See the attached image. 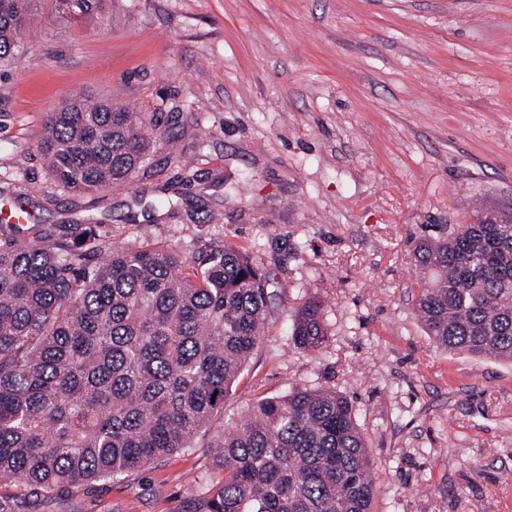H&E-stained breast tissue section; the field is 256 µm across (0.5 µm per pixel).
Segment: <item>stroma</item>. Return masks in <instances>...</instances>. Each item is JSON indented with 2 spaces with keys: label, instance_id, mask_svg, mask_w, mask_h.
Instances as JSON below:
<instances>
[{
  "label": "stroma",
  "instance_id": "obj_1",
  "mask_svg": "<svg viewBox=\"0 0 512 512\" xmlns=\"http://www.w3.org/2000/svg\"><path fill=\"white\" fill-rule=\"evenodd\" d=\"M34 11L0 70V208L49 229L189 255L232 243L269 274L267 330L224 401L233 420L298 387L345 395L375 473L373 512H512V362L434 347L414 241L512 208V0H107ZM93 94L150 112L192 165L100 194L45 170L46 113ZM246 190H239L240 180ZM176 215H156L162 188ZM195 208L187 218V208ZM327 341L296 349L309 297ZM206 449L25 512H186ZM50 1V9L53 14H58L73 19H80L92 14L99 15L104 12L101 0H47Z\"/></svg>",
  "mask_w": 512,
  "mask_h": 512
}]
</instances>
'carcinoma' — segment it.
Wrapping results in <instances>:
<instances>
[{"label":"carcinoma","mask_w":512,"mask_h":512,"mask_svg":"<svg viewBox=\"0 0 512 512\" xmlns=\"http://www.w3.org/2000/svg\"><path fill=\"white\" fill-rule=\"evenodd\" d=\"M38 0H0V67L21 51ZM102 15V0H50ZM161 138L145 112L83 100L51 112L40 149L65 191L99 193L140 172ZM434 224L412 250L415 310L434 346L512 361V209ZM0 224V481L29 497L126 475L195 446L260 347L264 272L231 243L190 259L173 247L106 248L95 225L48 244ZM327 340L309 298L295 348ZM222 477L186 512H372L371 460L353 406L329 389L259 400L207 443Z\"/></svg>","instance_id":"carcinoma-1"}]
</instances>
